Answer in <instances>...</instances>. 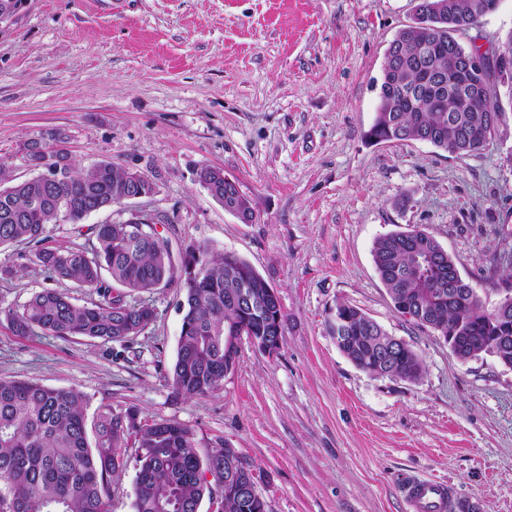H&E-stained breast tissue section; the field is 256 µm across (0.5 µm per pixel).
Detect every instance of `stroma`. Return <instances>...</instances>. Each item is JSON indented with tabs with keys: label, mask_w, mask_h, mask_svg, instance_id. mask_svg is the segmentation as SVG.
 <instances>
[{
	"label": "stroma",
	"mask_w": 512,
	"mask_h": 512,
	"mask_svg": "<svg viewBox=\"0 0 512 512\" xmlns=\"http://www.w3.org/2000/svg\"><path fill=\"white\" fill-rule=\"evenodd\" d=\"M416 0H27L0 25V162L28 176L24 143L61 131L74 163L147 173L154 196L51 245H88V225L157 220L246 259L287 321L267 356L248 339L221 390L174 395L165 381L181 331L180 288L142 299L155 320L129 344L14 335L0 320V380L75 387L191 427L198 453L227 446L267 512H406L407 477L448 481L478 512H512V368L459 361L443 336L395 308L373 261L378 238L418 227L493 310L512 283V119L480 153L372 143L385 55ZM512 34V0L459 38L490 52ZM203 163L235 179L258 214L243 224L196 181ZM0 308L48 287L23 245L0 248ZM359 307L418 353V380L374 377L338 349L337 304Z\"/></svg>",
	"instance_id": "obj_1"
}]
</instances>
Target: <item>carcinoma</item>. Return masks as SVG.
<instances>
[{
	"mask_svg": "<svg viewBox=\"0 0 512 512\" xmlns=\"http://www.w3.org/2000/svg\"><path fill=\"white\" fill-rule=\"evenodd\" d=\"M486 0H418L417 15L429 25L439 50L426 54L422 33L407 26L392 43L397 67L382 73L381 92L369 138L376 142L422 141L446 152L470 155L482 150L486 134L501 111L497 91L512 57L483 56L477 79L482 94L461 95L452 44L463 26H478ZM32 175L19 180L0 164V247L24 243L30 261L52 280L95 292L99 300L78 305L56 288H43L19 309H2L18 336L37 333L82 336L104 342L127 341L155 318L145 302L113 294L149 292L173 284L183 290V313L175 361L167 375L173 392L204 396L220 388L224 362L238 355L230 336H275V313L265 307L269 282L246 260L216 252L189 240L173 252L169 239L151 224L106 221L88 228L89 247L47 245L46 226L61 221L81 224L92 213L112 207L126 192L156 193L150 176L139 182L108 160L88 167L72 162L66 137L51 130L25 145ZM209 196L242 221L253 218V205L237 183L209 164L195 171ZM374 263L397 310L414 322L429 323L444 339L460 337L451 352L466 361L493 352L508 337L498 360L512 368V318L486 311L470 284L458 277L454 257L428 232H392L374 246ZM345 320L347 339L338 349L360 370L407 381L423 371L411 348L378 363L375 354L388 334L355 306H336ZM87 397L79 389H54L26 380H0V512H110L112 481L126 467L125 451L136 447L138 472L133 512H199L204 498L216 500V480L224 464L238 457L216 448L201 457L194 431L176 421L143 418L135 407L115 414L102 409L88 435ZM223 512H266L259 498L225 494Z\"/></svg>",
	"mask_w": 512,
	"mask_h": 512,
	"instance_id": "1",
	"label": "carcinoma"
}]
</instances>
